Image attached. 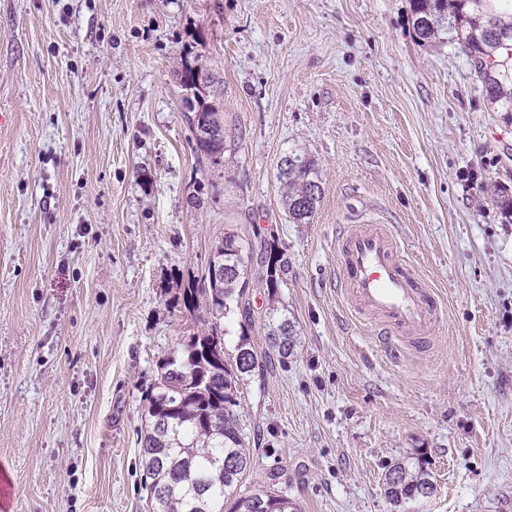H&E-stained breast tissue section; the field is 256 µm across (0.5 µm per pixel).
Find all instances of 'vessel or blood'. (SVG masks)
<instances>
[{"label": "vessel or blood", "mask_w": 512, "mask_h": 512, "mask_svg": "<svg viewBox=\"0 0 512 512\" xmlns=\"http://www.w3.org/2000/svg\"><path fill=\"white\" fill-rule=\"evenodd\" d=\"M336 286L355 312L379 321L384 336H430L438 327L436 299L411 273L396 235L383 226L344 227Z\"/></svg>", "instance_id": "vessel-or-blood-1"}]
</instances>
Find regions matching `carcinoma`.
Returning <instances> with one entry per match:
<instances>
[{
	"instance_id": "1",
	"label": "carcinoma",
	"mask_w": 512,
	"mask_h": 512,
	"mask_svg": "<svg viewBox=\"0 0 512 512\" xmlns=\"http://www.w3.org/2000/svg\"><path fill=\"white\" fill-rule=\"evenodd\" d=\"M414 30L419 39L430 41L440 32L448 34V43L458 46L467 56L486 97L499 112L512 113V0H412ZM193 68L182 63L178 71L183 112L189 130H194L196 107L211 119L218 132L213 140H194L199 160L216 162L224 156V117L204 97L199 105L189 97ZM299 165L278 177L284 186L283 202L295 224H308L321 197L309 198L310 187L319 182L313 161L295 156ZM243 245L238 236L226 233L215 241L208 265L200 274L188 277L182 293L184 308L204 309L208 329L178 342L157 366V375L145 400V427L141 447L151 445L152 452L140 453L142 480L148 490L153 512H297L286 498L260 491L254 497L235 496L237 487L252 468L239 424L238 407L241 382L264 374L267 360L241 336L235 354L224 352V317L230 303L242 304L249 282L244 278ZM224 264V280L210 279L211 264ZM266 266V287L279 286L288 271L283 253L266 249L261 256ZM268 343L280 356L297 344L288 317L268 324ZM224 460V475L216 478L213 461ZM385 494L389 501L423 500L431 497L436 486L427 471L396 464L385 474Z\"/></svg>"
}]
</instances>
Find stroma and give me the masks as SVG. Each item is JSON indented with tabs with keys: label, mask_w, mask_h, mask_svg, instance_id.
<instances>
[{
	"label": "stroma",
	"mask_w": 512,
	"mask_h": 512,
	"mask_svg": "<svg viewBox=\"0 0 512 512\" xmlns=\"http://www.w3.org/2000/svg\"><path fill=\"white\" fill-rule=\"evenodd\" d=\"M216 79L224 157L198 160L176 82ZM312 159L322 199L289 222L277 164ZM512 119L467 57L419 40L411 0H0V480L5 512H149L145 395L200 322L182 303L224 233L247 262L240 492L301 512H512ZM398 235L443 317L430 346L381 344L336 294L338 234ZM284 315L297 345L269 349ZM424 466L431 498L384 477ZM284 254L279 250L270 249L264 250L262 254L261 263L266 266V287L278 288L279 280H282L283 275L288 271L286 259L283 258ZM281 275V276H280ZM385 494L394 504L430 498L436 486L423 467L409 469L403 464L391 467L385 475Z\"/></svg>",
	"instance_id": "1"
}]
</instances>
